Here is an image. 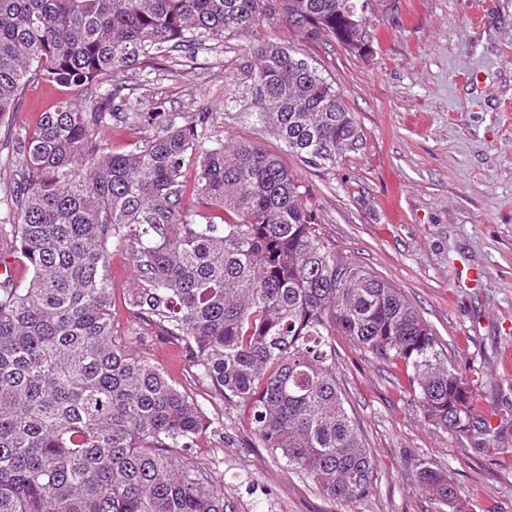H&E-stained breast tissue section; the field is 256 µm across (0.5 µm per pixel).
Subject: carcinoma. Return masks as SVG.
I'll use <instances>...</instances> for the list:
<instances>
[{"label": "carcinoma", "instance_id": "cac0c4a2", "mask_svg": "<svg viewBox=\"0 0 512 512\" xmlns=\"http://www.w3.org/2000/svg\"><path fill=\"white\" fill-rule=\"evenodd\" d=\"M378 2L0 0V120L33 76L97 88L142 56L275 18L366 56ZM247 54L239 118L306 167L357 148L354 113L311 60L269 35ZM126 108L115 88L61 101L15 145L9 233L30 278L0 282V512H224V484L189 455L211 426L201 405L112 336L114 244L133 250L132 305L183 338L195 378L329 499L368 497L375 469L336 378L337 336L402 367L423 418L473 449L512 428L479 409L400 289L336 254L280 156L215 133L208 112L181 122L161 102ZM117 118L153 132L114 154L100 133ZM419 481L451 509L461 498L433 468Z\"/></svg>", "mask_w": 512, "mask_h": 512}]
</instances>
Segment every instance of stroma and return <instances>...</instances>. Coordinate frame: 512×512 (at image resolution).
<instances>
[{
	"label": "stroma",
	"instance_id": "35a3bbf8",
	"mask_svg": "<svg viewBox=\"0 0 512 512\" xmlns=\"http://www.w3.org/2000/svg\"><path fill=\"white\" fill-rule=\"evenodd\" d=\"M379 16L365 57L335 42H306L282 21L263 29L313 59L357 118V150L329 169L303 166L270 131L225 112V97L237 91L230 65L255 33L190 54L146 57L107 82L120 86L131 108L161 101L186 120L203 110L221 135L280 155L337 253L400 288L439 336L449 363L476 382L482 406L508 415L512 376L500 359L512 347V0H382ZM91 96L38 78L27 83L12 118L0 123L1 223L17 217L16 138L56 103ZM460 266L478 272L474 286L457 287ZM110 271L113 336L162 367L212 423L192 453L223 482L226 512H448L419 486L424 465L460 487L463 512H512V434L497 449L475 451L425 422L407 380L342 336L336 375L376 473L367 498L329 500L258 447L241 412L194 378L183 342L132 306L129 248L112 247Z\"/></svg>",
	"mask_w": 512,
	"mask_h": 512
}]
</instances>
